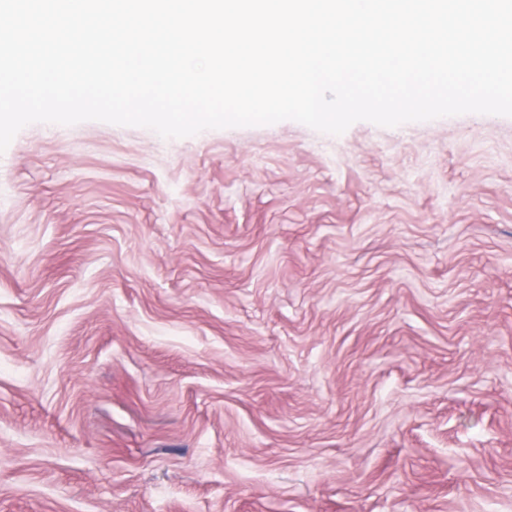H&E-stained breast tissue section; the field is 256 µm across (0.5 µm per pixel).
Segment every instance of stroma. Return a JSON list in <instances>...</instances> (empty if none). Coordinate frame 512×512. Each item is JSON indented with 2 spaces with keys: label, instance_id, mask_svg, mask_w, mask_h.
I'll list each match as a JSON object with an SVG mask.
<instances>
[{
  "label": "stroma",
  "instance_id": "stroma-1",
  "mask_svg": "<svg viewBox=\"0 0 512 512\" xmlns=\"http://www.w3.org/2000/svg\"><path fill=\"white\" fill-rule=\"evenodd\" d=\"M0 512H512V117L23 128Z\"/></svg>",
  "mask_w": 512,
  "mask_h": 512
}]
</instances>
